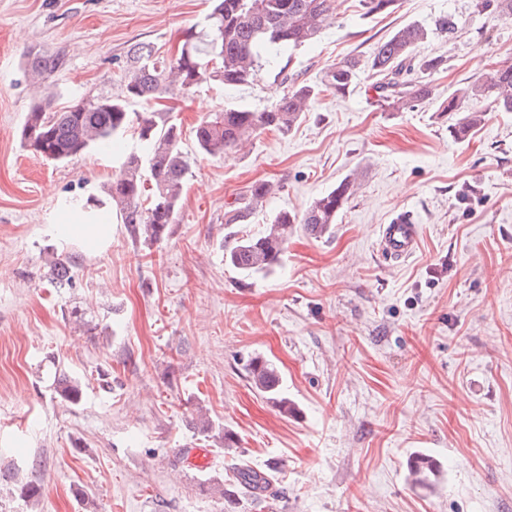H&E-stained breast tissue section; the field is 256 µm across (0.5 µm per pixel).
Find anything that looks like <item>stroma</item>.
<instances>
[{
	"instance_id": "1",
	"label": "stroma",
	"mask_w": 512,
	"mask_h": 512,
	"mask_svg": "<svg viewBox=\"0 0 512 512\" xmlns=\"http://www.w3.org/2000/svg\"><path fill=\"white\" fill-rule=\"evenodd\" d=\"M207 0H0V512H512V112H486L467 137L440 104L491 65L512 63V19L473 0H400L364 16L342 0L285 77L194 86L174 102L191 174L175 224L150 243L113 221L87 243L62 201L104 198L136 128L116 153L66 163L29 155L19 132L32 102L29 49L60 53L51 110L120 94L131 43L168 55ZM454 16L430 100L381 110L361 72L348 93L310 101L285 135L263 132L221 158L193 130L229 107L263 110L291 81L317 83L367 58L400 26ZM358 189L329 233L296 226L280 265L246 278L224 264V211L252 183L275 193L251 219L302 212L348 176ZM418 224L415 253L378 250L397 215ZM73 278L50 283L55 263ZM278 368L296 411L252 386L251 357ZM81 381L78 404L52 391L55 370ZM203 407L237 439L196 435ZM201 448L203 467L179 459ZM434 458L432 487L408 463ZM271 472L268 492L224 500L233 464ZM37 483L26 502L17 486Z\"/></svg>"
}]
</instances>
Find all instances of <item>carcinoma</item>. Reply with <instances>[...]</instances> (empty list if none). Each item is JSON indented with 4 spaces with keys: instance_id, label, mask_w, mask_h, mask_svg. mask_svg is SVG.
Segmentation results:
<instances>
[{
    "instance_id": "cac0c4a2",
    "label": "carcinoma",
    "mask_w": 512,
    "mask_h": 512,
    "mask_svg": "<svg viewBox=\"0 0 512 512\" xmlns=\"http://www.w3.org/2000/svg\"><path fill=\"white\" fill-rule=\"evenodd\" d=\"M398 0H359L363 15L390 14ZM475 7L503 19L512 18V0H475ZM337 0H213L211 10L198 26L185 30L175 57L164 58L150 42H134L126 52L120 73L122 92L113 97L78 100L62 111L47 110L50 94L47 79L61 65L57 54L29 51L25 74L35 90L20 129L24 150L35 156L64 162L94 147L109 149L113 137L136 123L144 155H129L107 185L110 208L100 210L106 224L116 216L135 234L151 243L167 236L175 223L189 177L191 162L181 145L182 132L172 122L171 109L161 104L174 92L185 93L207 81L225 86L251 83L265 65H279L291 47L315 38L336 13ZM457 21L451 15L436 18L433 24L409 23L377 43L367 60L348 58L328 69L320 84L295 83L276 103L261 111L246 107L226 108L203 118L194 129L197 150L220 158L260 131L290 132L302 119L310 99L324 92L343 95L366 68L375 81L372 89L378 102L392 112L412 111L429 100L427 78L444 70L442 55L418 57L415 49L433 34L452 35ZM139 100L147 105L142 112H128L127 103ZM503 112H512V64L493 66L483 78L453 92L441 104L443 112H462L455 126L459 134L480 124L487 108L483 102ZM356 179L347 178L315 199L301 214L288 211L275 214L259 233L230 232L232 244L225 247L224 263L247 276H267L279 266L294 225L302 224L316 237L329 232L336 216L354 194ZM274 193V185L261 181L224 212V224L251 223L255 212ZM252 385L284 415L295 411L281 390L277 367L256 357L248 368ZM62 400L77 404L82 398L81 383L60 372L52 384ZM204 438L218 431L224 447L236 445L235 436L218 429L207 418L195 421ZM439 464L427 455H416L410 465L414 484L427 487L437 476ZM272 475L247 464L235 468L234 479L223 495L229 499L236 488L261 494L269 488Z\"/></svg>"
}]
</instances>
